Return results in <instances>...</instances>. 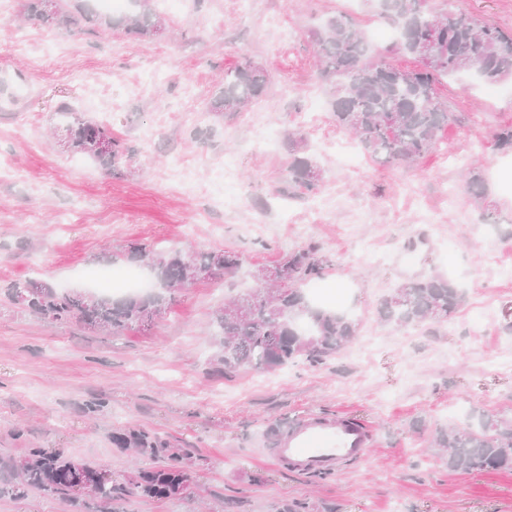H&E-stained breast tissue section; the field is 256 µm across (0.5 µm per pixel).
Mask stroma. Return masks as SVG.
Segmentation results:
<instances>
[{
    "label": "stroma",
    "mask_w": 512,
    "mask_h": 512,
    "mask_svg": "<svg viewBox=\"0 0 512 512\" xmlns=\"http://www.w3.org/2000/svg\"><path fill=\"white\" fill-rule=\"evenodd\" d=\"M22 4L0 0V482L30 448L133 476L154 458L115 448L111 435L137 429L190 451L192 489L125 496L116 512H278L291 501L318 512H512V473L453 472L428 446L437 426L465 415H512V151L494 145L512 122V80L507 96L488 98L472 78L442 79L457 120L436 149L350 171L315 146L350 134L316 77L310 32L339 13L383 27L376 0H187L164 12L155 37L95 21L52 32L23 21ZM430 5L512 33V0ZM246 57L269 74L258 105L208 111ZM313 96L322 108L306 124ZM65 103L91 120L110 109L124 150L116 170L60 146ZM294 135L322 171L315 190L288 182ZM227 160L237 179L223 188L215 170ZM472 171L484 179L479 203L466 191ZM133 243L232 251L242 263L235 276L176 290L158 320L116 335L5 297L31 280L90 288L88 269H131ZM311 245L331 262L318 283L326 304L358 319L357 337L316 368L224 377L209 314L252 286L253 270ZM430 274L463 291L451 320H379L382 294ZM345 417L370 426L367 458L323 479L272 458L268 422Z\"/></svg>",
    "instance_id": "35a3bbf8"
}]
</instances>
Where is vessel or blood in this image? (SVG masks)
<instances>
[{"instance_id": "b4317fda", "label": "vessel or blood", "mask_w": 512, "mask_h": 512, "mask_svg": "<svg viewBox=\"0 0 512 512\" xmlns=\"http://www.w3.org/2000/svg\"><path fill=\"white\" fill-rule=\"evenodd\" d=\"M372 446L370 428L357 420L306 421L280 439L273 454L293 462L302 473H326L341 462L366 457Z\"/></svg>"}]
</instances>
